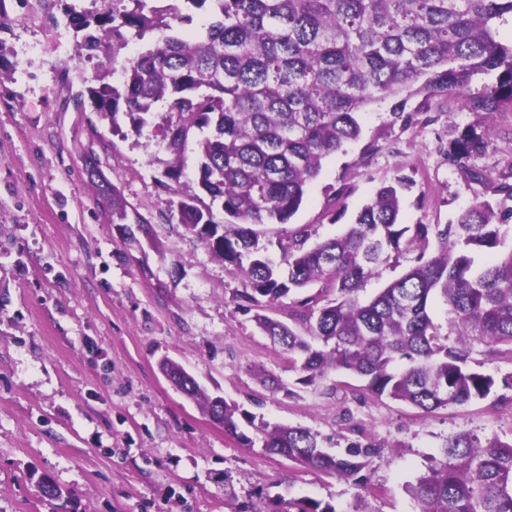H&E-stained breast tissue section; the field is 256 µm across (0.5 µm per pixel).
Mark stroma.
Wrapping results in <instances>:
<instances>
[{
	"label": "stroma",
	"mask_w": 512,
	"mask_h": 512,
	"mask_svg": "<svg viewBox=\"0 0 512 512\" xmlns=\"http://www.w3.org/2000/svg\"><path fill=\"white\" fill-rule=\"evenodd\" d=\"M37 0H5L11 24L0 31L14 66L0 79V512H54L36 483L50 477L69 512H236L252 502L286 512L312 498L338 512H414L407 486L426 472L444 440L467 430L512 438V409L489 400L428 413L390 399L355 400L348 374L302 385L288 356L235 300L240 273L187 233L175 215L195 192L198 156L182 161L151 134L135 135L128 117H100L72 98L98 68L122 71L147 40L105 45L88 60L55 51L49 15ZM43 44L26 56V45ZM362 134L330 155L290 223L259 228V244L307 226L310 243L341 234L383 185L403 183L400 221L447 224L475 199L490 201L512 248V198L471 181L448 158L469 125L493 126L471 164L493 184H512V112L462 111L445 97L410 98L401 117L391 101L361 116ZM173 192L156 182L174 165ZM96 168L126 205L149 223H113L91 187ZM172 359L206 394L246 411L239 429L258 422L316 433L343 454L350 442L376 450L365 485L294 466L225 434L160 369ZM272 376L281 387L262 380Z\"/></svg>",
	"instance_id": "obj_1"
}]
</instances>
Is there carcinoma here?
<instances>
[{
    "label": "carcinoma",
    "instance_id": "carcinoma-1",
    "mask_svg": "<svg viewBox=\"0 0 512 512\" xmlns=\"http://www.w3.org/2000/svg\"><path fill=\"white\" fill-rule=\"evenodd\" d=\"M130 10L108 7L88 15L70 7L69 24L82 33L78 56L107 40L157 33L153 44L124 67L119 83L112 73L95 75L86 89L93 111L116 119L125 113L132 131L145 128L181 157L195 131L200 156L199 192L178 204L187 232L242 275L236 295L244 310L271 305L313 283L336 293L298 301L296 330L257 313L258 328L288 354L297 383L314 385L342 370L361 385L356 399L388 398L426 412L496 397L512 406V395L497 394L491 374L470 369L475 343L492 357L512 361V249L483 267H474L476 248L502 243L492 205L477 200L450 224L399 223L400 190L378 188L356 213L347 231L307 248L301 227L281 246L275 261L257 248L263 224H287L299 211L322 161L360 138L359 115L370 105L398 98L392 114L403 113L414 95L455 99L468 112L512 110V40L501 27L512 23V0H183L167 13L147 0H129ZM213 21L192 36L173 32L166 15L192 23V10ZM479 76L490 78L479 88ZM176 119L155 125L157 104ZM492 129L463 130L448 156L470 178L490 177L469 165L482 154ZM219 203L228 221H214ZM112 223L145 219L112 194ZM434 240L436 252L426 248ZM419 251L416 264L363 303L358 291L379 276L388 252ZM441 298L453 315L454 340L440 332L429 309ZM163 369L175 387L214 410L207 395L183 368L167 360ZM234 404H224V432L247 446L238 431ZM258 431L267 454L346 479L370 465L374 446L351 442L344 455L320 446L302 427L264 423ZM442 459L408 487L416 512H512V440L481 438L469 431L448 437ZM288 512H337L311 498L288 502Z\"/></svg>",
    "mask_w": 512,
    "mask_h": 512
}]
</instances>
